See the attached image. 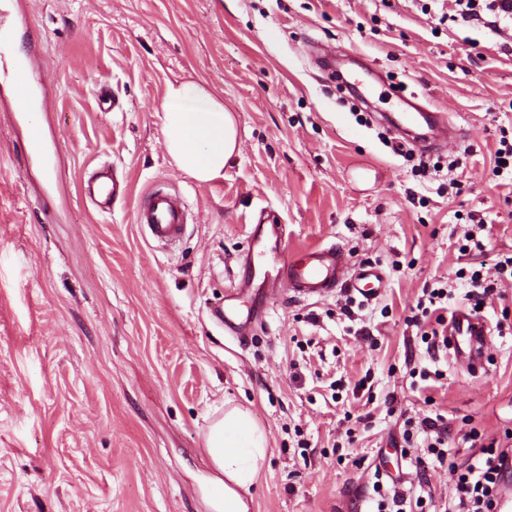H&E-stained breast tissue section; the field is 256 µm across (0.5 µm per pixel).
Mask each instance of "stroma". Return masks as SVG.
<instances>
[{
  "mask_svg": "<svg viewBox=\"0 0 512 512\" xmlns=\"http://www.w3.org/2000/svg\"><path fill=\"white\" fill-rule=\"evenodd\" d=\"M27 48L50 90L39 112L58 175L26 124L0 111V512H216L205 447L225 408L269 439L249 512H373L377 474L426 512H451L447 467H419L443 416L455 462L470 429L512 430V282L487 298V372L430 355L415 323L424 289L512 252V184L492 174L512 138V37L441 22L445 0H25ZM327 50L354 83L319 67ZM193 77L234 113L241 148L221 179L180 171L162 134L167 82ZM458 133L418 148L379 113L391 81ZM118 101L101 111L99 92ZM115 164L129 195L102 216L80 192ZM457 178L459 188L448 181ZM179 192L187 232L146 240L135 207ZM273 208L288 246L333 244L385 274L377 299L285 293L247 343L211 314L240 271L249 219ZM483 221L486 253L463 256ZM429 380H422L421 371Z\"/></svg>",
  "mask_w": 512,
  "mask_h": 512,
  "instance_id": "1",
  "label": "stroma"
}]
</instances>
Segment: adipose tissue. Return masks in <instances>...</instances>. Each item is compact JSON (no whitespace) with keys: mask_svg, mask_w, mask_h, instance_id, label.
Listing matches in <instances>:
<instances>
[{"mask_svg":"<svg viewBox=\"0 0 512 512\" xmlns=\"http://www.w3.org/2000/svg\"><path fill=\"white\" fill-rule=\"evenodd\" d=\"M163 136L174 164L198 182L224 175V166L239 149L235 118L223 98L194 80L168 84L163 109ZM213 465L223 473L221 512H249L244 499L265 462L268 438L240 407L226 408L205 439Z\"/></svg>","mask_w":512,"mask_h":512,"instance_id":"obj_1","label":"adipose tissue"}]
</instances>
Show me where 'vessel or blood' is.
Here are the masks:
<instances>
[{
	"label": "vessel or blood",
	"instance_id": "b4317fda",
	"mask_svg": "<svg viewBox=\"0 0 512 512\" xmlns=\"http://www.w3.org/2000/svg\"><path fill=\"white\" fill-rule=\"evenodd\" d=\"M19 110H27L36 81L26 65L12 70ZM395 97L402 106L396 121L406 128L427 127L432 139H445L455 129L439 112H429L409 105L402 90H395ZM84 197L96 211L108 213L113 202L128 193V182L120 178L109 164L97 166L88 180L82 181ZM135 221L147 229L151 241L171 244L183 235L187 221L184 198L177 192L151 189L141 199ZM244 273L237 278L236 288L225 291L224 305L217 314L225 331L238 341H245L263 312L251 309L241 312L237 300L243 295H257L263 300L274 299L281 287L306 299H322L345 286L356 290L364 298L379 295L385 286V277L377 266L354 263L348 254L333 245L308 247L289 253L286 227L271 210L260 209L253 222L250 243L242 261ZM448 348L455 358L461 359L472 370L485 365V344L489 324L481 317L467 311H457L448 324Z\"/></svg>",
	"mask_w": 512,
	"mask_h": 512
}]
</instances>
